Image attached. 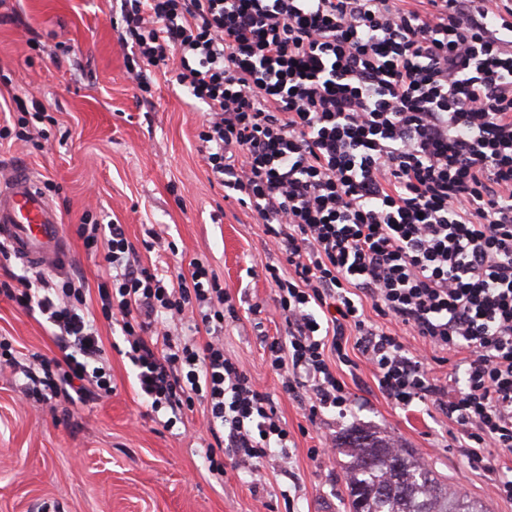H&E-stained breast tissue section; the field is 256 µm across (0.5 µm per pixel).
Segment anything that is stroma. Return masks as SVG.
<instances>
[{
  "instance_id": "stroma-1",
  "label": "stroma",
  "mask_w": 512,
  "mask_h": 512,
  "mask_svg": "<svg viewBox=\"0 0 512 512\" xmlns=\"http://www.w3.org/2000/svg\"><path fill=\"white\" fill-rule=\"evenodd\" d=\"M120 19L115 0H0V123L17 107L41 112L46 135L38 148L0 140V175L18 164L32 169L60 213L74 261L54 278L83 277L113 387L84 405L61 398L46 405L29 396L23 375L0 368V512H349L345 457L314 460L308 451L326 433L352 427L395 438L488 512H512V502L492 492L512 471V452L494 451L489 465L471 466L465 449L453 445L456 426L425 406L406 411L389 403L359 352L344 377L346 417L328 412L309 421L284 395L263 342L285 333L263 275L278 257L256 215L225 199L208 170L198 139L203 107L167 80L178 56L151 69V88L141 91L127 71ZM85 215L123 225L142 263L170 279L189 276L195 261L218 275L239 310L224 327V351L275 400L293 445L289 474L267 461L266 481L256 486L244 470L213 469L203 404L186 409L170 430L149 414L135 368L118 352L120 328L101 313L105 262L83 247ZM151 235L155 247L143 248ZM257 303L271 312L260 323L249 312ZM0 339L22 363L61 355L39 313L1 295Z\"/></svg>"
}]
</instances>
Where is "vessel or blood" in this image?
<instances>
[{"label": "vessel or blood", "mask_w": 512, "mask_h": 512, "mask_svg": "<svg viewBox=\"0 0 512 512\" xmlns=\"http://www.w3.org/2000/svg\"><path fill=\"white\" fill-rule=\"evenodd\" d=\"M0 244L26 266L67 269L73 260L55 206L38 190L27 167L0 181Z\"/></svg>", "instance_id": "obj_1"}]
</instances>
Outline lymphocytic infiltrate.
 I'll return each mask as SVG.
<instances>
[{
    "label": "lymphocytic infiltrate",
    "mask_w": 512,
    "mask_h": 512,
    "mask_svg": "<svg viewBox=\"0 0 512 512\" xmlns=\"http://www.w3.org/2000/svg\"><path fill=\"white\" fill-rule=\"evenodd\" d=\"M141 69L178 55L171 82L205 106L198 134L225 198L250 209L281 261L264 267L285 336L265 345L305 415L347 416L337 365L357 349L379 392L429 403L469 441L470 464L512 451V0H121ZM103 253L104 314L120 325L147 409L205 403L214 443L261 484L289 433L270 394L224 353L231 296L203 263L166 282L123 225L83 224ZM39 310L61 358L24 375L42 401L112 391L84 284L0 281ZM198 310L205 344L173 340ZM406 329L454 356L449 385Z\"/></svg>",
    "instance_id": "f902f5d3"
}]
</instances>
